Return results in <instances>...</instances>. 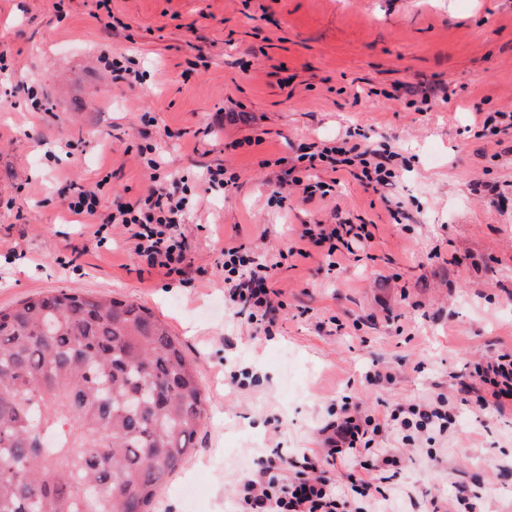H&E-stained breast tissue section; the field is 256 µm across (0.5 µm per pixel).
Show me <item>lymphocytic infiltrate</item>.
<instances>
[{"label":"lymphocytic infiltrate","instance_id":"obj_1","mask_svg":"<svg viewBox=\"0 0 512 512\" xmlns=\"http://www.w3.org/2000/svg\"><path fill=\"white\" fill-rule=\"evenodd\" d=\"M302 159L312 169L320 164L329 165L335 172L359 169L360 180L376 189L392 185L399 176L397 154L385 145L364 148L344 139L339 145L303 154ZM140 162L150 174V189L136 205H117L105 221L124 227L134 254L146 259L149 268L167 277L188 275L191 265L181 226L191 200L161 178L159 163L151 151H141ZM301 236L320 248L323 259L332 267L352 243L366 248L374 240L368 225L345 222L307 224ZM220 257L227 303L250 324L261 325L277 302L269 282L279 267L278 261L250 263L241 247L233 245L225 246ZM468 381L480 409L503 412L512 405V353L474 363ZM379 430V424L358 404H344L339 416L323 428V448L303 454L294 466L278 456L262 459L256 471L241 481L239 494L249 512H339L336 484L329 473L354 456L358 448L370 444Z\"/></svg>","mask_w":512,"mask_h":512}]
</instances>
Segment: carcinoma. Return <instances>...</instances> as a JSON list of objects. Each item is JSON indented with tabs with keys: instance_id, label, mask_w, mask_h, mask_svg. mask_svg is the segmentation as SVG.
Here are the masks:
<instances>
[{
	"instance_id": "carcinoma-1",
	"label": "carcinoma",
	"mask_w": 512,
	"mask_h": 512,
	"mask_svg": "<svg viewBox=\"0 0 512 512\" xmlns=\"http://www.w3.org/2000/svg\"><path fill=\"white\" fill-rule=\"evenodd\" d=\"M206 417L149 308L60 291L0 309V512H146Z\"/></svg>"
}]
</instances>
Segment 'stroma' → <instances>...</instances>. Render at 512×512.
<instances>
[{
    "label": "stroma",
    "instance_id": "1",
    "mask_svg": "<svg viewBox=\"0 0 512 512\" xmlns=\"http://www.w3.org/2000/svg\"><path fill=\"white\" fill-rule=\"evenodd\" d=\"M96 3L0 0V53L17 68L0 91V198L14 202L0 242L26 255L0 256V308L60 290L112 296L150 308L182 342L208 418L151 512H246L238 484L258 459L322 448L344 402L380 419L440 395L451 429L413 444L385 430L365 452L394 461L379 494L358 500L347 465L332 474L338 492L362 512H512V408L479 410L460 384L473 363L512 351V138L475 124L477 111L512 108V0H111L108 33ZM104 47L133 59L140 81L108 82ZM21 81L50 111H30ZM408 85L448 99L422 103ZM349 130L398 153L392 187L295 166L300 145ZM147 143L195 200L187 283L136 258L122 225L100 248L94 225L61 207L70 183L103 178L101 213L136 201L150 186ZM216 165L237 174L233 187L207 190ZM289 169L336 191L307 202L296 187L278 204ZM318 220L374 225L367 257L331 269L289 255ZM228 244L287 254L269 334L224 304ZM374 371L383 378L368 383Z\"/></svg>",
    "mask_w": 512,
    "mask_h": 512
}]
</instances>
